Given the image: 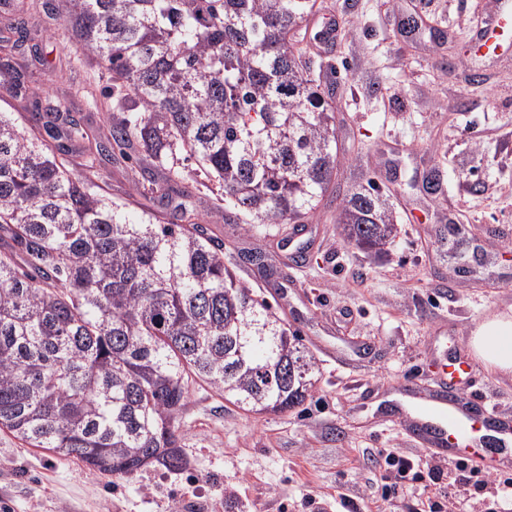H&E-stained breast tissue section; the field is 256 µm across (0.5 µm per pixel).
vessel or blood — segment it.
I'll list each match as a JSON object with an SVG mask.
<instances>
[{
    "label": "vessel or blood",
    "mask_w": 512,
    "mask_h": 512,
    "mask_svg": "<svg viewBox=\"0 0 512 512\" xmlns=\"http://www.w3.org/2000/svg\"><path fill=\"white\" fill-rule=\"evenodd\" d=\"M487 55L512 46V0H494L484 27L471 34ZM476 362L462 351L448 358L444 381L431 388L407 384L398 411L406 430L420 438L436 458L479 460L485 469L512 461V419L486 399H469L470 375Z\"/></svg>",
    "instance_id": "obj_1"
}]
</instances>
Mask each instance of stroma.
I'll list each match as a JSON object with an SVG mask.
<instances>
[{
	"instance_id": "35a3bbf8",
	"label": "stroma",
	"mask_w": 512,
	"mask_h": 512,
	"mask_svg": "<svg viewBox=\"0 0 512 512\" xmlns=\"http://www.w3.org/2000/svg\"><path fill=\"white\" fill-rule=\"evenodd\" d=\"M303 23L310 71L336 106L341 190L374 184L392 206L398 234L386 257L349 246L326 199L299 238L289 229L224 221V202L199 188L190 204L206 237L257 299L296 330L314 365L303 405L253 415L205 388L180 419L187 464L151 466L130 478L94 474L78 461L32 448L0 431V506L11 512H490L498 497L475 493L452 505L457 463L430 457L400 421L378 409L404 383L438 379L448 347L467 345L489 313L512 311V48L477 53L471 31L492 0H317ZM420 16L405 33L404 16ZM334 26L322 44L324 26ZM28 27L45 65L28 68L29 95L0 86V113L25 123L32 93L67 98L84 123L108 114L87 104L104 85L62 21L34 8ZM485 79L475 85L473 72ZM103 190L137 220L153 202L131 161L109 163ZM263 252L278 276L240 261ZM474 398L512 415V375L479 367ZM412 458L405 480L387 477L385 455Z\"/></svg>"
}]
</instances>
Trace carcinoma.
<instances>
[{
    "mask_svg": "<svg viewBox=\"0 0 512 512\" xmlns=\"http://www.w3.org/2000/svg\"><path fill=\"white\" fill-rule=\"evenodd\" d=\"M36 0H0V66L32 54ZM315 0H54L83 55L110 78L91 104L128 116L93 134L46 101L25 128L0 114V430L32 448L130 478L186 465L179 418L192 387L246 411L284 413L312 387L296 333L210 244L192 211L181 224L127 221L96 191L100 167L147 161L152 200L190 198L197 180L247 224H306L335 192L336 116L314 90L294 39ZM80 150L77 173L69 155ZM336 224L369 258L396 224L373 185L349 191Z\"/></svg>",
    "mask_w": 512,
    "mask_h": 512,
    "instance_id": "cac0c4a2",
    "label": "carcinoma"
}]
</instances>
